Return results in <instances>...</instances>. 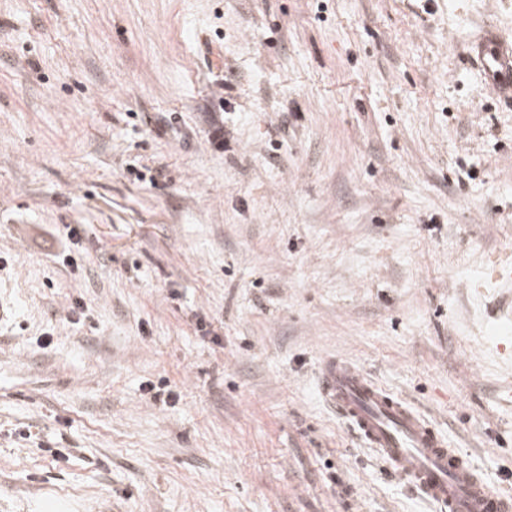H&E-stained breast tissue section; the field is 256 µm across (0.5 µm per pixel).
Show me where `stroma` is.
Wrapping results in <instances>:
<instances>
[{
    "mask_svg": "<svg viewBox=\"0 0 512 512\" xmlns=\"http://www.w3.org/2000/svg\"><path fill=\"white\" fill-rule=\"evenodd\" d=\"M485 27L512 0H0V512H436L332 356L512 496Z\"/></svg>",
    "mask_w": 512,
    "mask_h": 512,
    "instance_id": "stroma-1",
    "label": "stroma"
}]
</instances>
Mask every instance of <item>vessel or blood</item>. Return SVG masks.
Wrapping results in <instances>:
<instances>
[{
    "instance_id": "obj_1",
    "label": "vessel or blood",
    "mask_w": 512,
    "mask_h": 512,
    "mask_svg": "<svg viewBox=\"0 0 512 512\" xmlns=\"http://www.w3.org/2000/svg\"><path fill=\"white\" fill-rule=\"evenodd\" d=\"M470 57L488 88L512 105V40L484 30L473 40ZM318 391L390 472L440 512H512V498L495 492L428 419L352 362L323 360Z\"/></svg>"
}]
</instances>
